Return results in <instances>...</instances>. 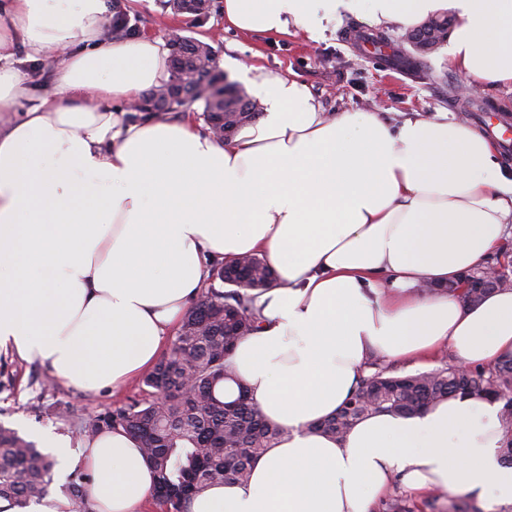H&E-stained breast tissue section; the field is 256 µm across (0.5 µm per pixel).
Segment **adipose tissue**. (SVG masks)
<instances>
[{
  "label": "adipose tissue",
  "instance_id": "adipose-tissue-1",
  "mask_svg": "<svg viewBox=\"0 0 512 512\" xmlns=\"http://www.w3.org/2000/svg\"><path fill=\"white\" fill-rule=\"evenodd\" d=\"M226 27L303 30L321 41L347 13L413 26L448 12V63L480 88L512 85V0H224ZM104 0H0V351L83 390L152 368L213 265L264 258L256 331L231 365L283 431L248 482L190 512H373L394 480L416 492L512 504L499 401L460 394L412 416L376 413L339 438L312 430L356 390L371 357L459 365L512 356V289L466 304L444 287L500 248L512 164L450 112L392 124L327 112L309 86L263 66L240 77L261 117L221 142L191 115L132 120L169 78L150 37H104ZM55 52L33 86L17 50ZM435 287L424 293V284ZM92 512H141L154 473L123 430L81 439Z\"/></svg>",
  "mask_w": 512,
  "mask_h": 512
}]
</instances>
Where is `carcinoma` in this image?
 Wrapping results in <instances>:
<instances>
[{
	"label": "carcinoma",
	"instance_id": "cac0c4a2",
	"mask_svg": "<svg viewBox=\"0 0 512 512\" xmlns=\"http://www.w3.org/2000/svg\"><path fill=\"white\" fill-rule=\"evenodd\" d=\"M435 27L418 26L408 35L419 39L416 53L434 52L448 38L446 15L429 19ZM205 124L233 133L260 115L256 102L233 87L224 101L198 96ZM239 275L224 277L216 266L204 289L186 311L167 351L142 380L145 395L85 423L82 433L92 438L121 429L137 438L151 465L153 498L164 512H190L195 496L208 487L249 479L256 460L282 438L279 426L265 419L244 385L237 396L224 400V382L235 380L229 359L237 342L257 328L253 298L247 290L274 279L264 260L245 255L230 266ZM375 372L360 380L355 392L336 414L313 425L332 438L343 435L358 420L377 412L419 413L457 394L492 397L503 403L504 463L512 466V358L489 369L460 372L445 365L429 372L391 376L390 369L372 358ZM51 462L36 445L15 430L0 425V499L23 509L46 495ZM383 512H413L407 499L395 493Z\"/></svg>",
	"mask_w": 512,
	"mask_h": 512
}]
</instances>
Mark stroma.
Here are the masks:
<instances>
[{
  "mask_svg": "<svg viewBox=\"0 0 512 512\" xmlns=\"http://www.w3.org/2000/svg\"><path fill=\"white\" fill-rule=\"evenodd\" d=\"M106 16L110 24H121L132 34L165 39L172 27L184 35L210 44L219 69L229 73L232 64L253 63L271 74L294 73L305 82L326 111L363 110L398 114L432 115L450 111L468 124H484L489 136L500 139L512 158V88L482 90L481 102L496 111L492 120L452 95L466 84L462 74L448 66L445 49L427 55L419 72L394 66L387 47L371 42L358 44L354 36L368 33L361 20L342 15L335 33L312 42L299 31L288 34H243L226 29L220 12L202 24L161 5V0H112ZM140 378L117 389L88 392L52 378L39 362L24 361L0 353V424L15 429L35 444L48 436L76 438L82 424L100 413L141 397Z\"/></svg>",
  "mask_w": 512,
  "mask_h": 512,
  "instance_id": "35a3bbf8",
  "label": "stroma"
}]
</instances>
